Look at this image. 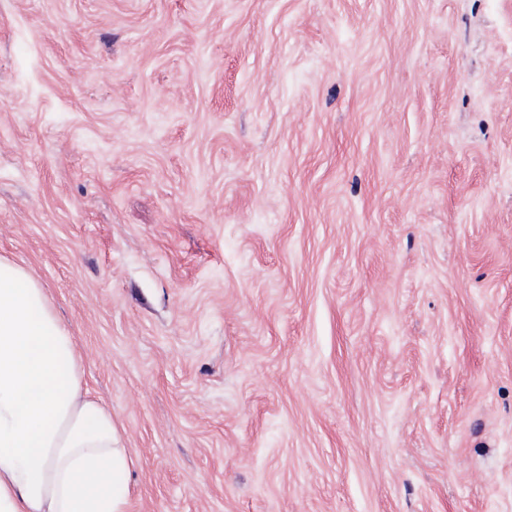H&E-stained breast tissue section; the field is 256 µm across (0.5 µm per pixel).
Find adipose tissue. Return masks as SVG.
Returning <instances> with one entry per match:
<instances>
[{
	"label": "adipose tissue",
	"instance_id": "ef3b65f1",
	"mask_svg": "<svg viewBox=\"0 0 512 512\" xmlns=\"http://www.w3.org/2000/svg\"><path fill=\"white\" fill-rule=\"evenodd\" d=\"M32 275L0 256V512H126L132 461Z\"/></svg>",
	"mask_w": 512,
	"mask_h": 512
}]
</instances>
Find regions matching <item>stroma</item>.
<instances>
[{"mask_svg":"<svg viewBox=\"0 0 512 512\" xmlns=\"http://www.w3.org/2000/svg\"><path fill=\"white\" fill-rule=\"evenodd\" d=\"M0 255L126 512H512V0H0Z\"/></svg>","mask_w":512,"mask_h":512,"instance_id":"obj_1","label":"stroma"}]
</instances>
